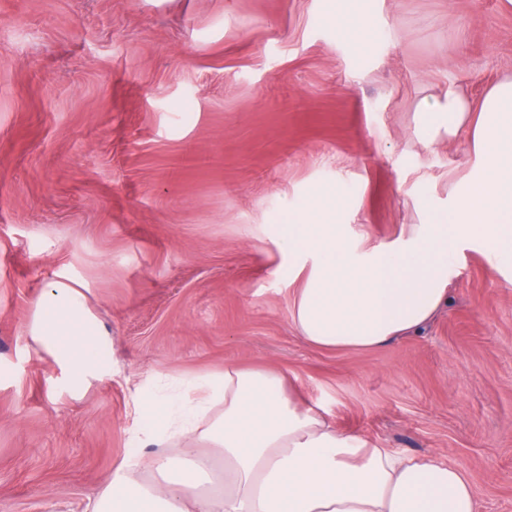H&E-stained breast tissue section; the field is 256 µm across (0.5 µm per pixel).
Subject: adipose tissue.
Wrapping results in <instances>:
<instances>
[{
	"label": "adipose tissue",
	"instance_id": "adipose-tissue-1",
	"mask_svg": "<svg viewBox=\"0 0 512 512\" xmlns=\"http://www.w3.org/2000/svg\"><path fill=\"white\" fill-rule=\"evenodd\" d=\"M475 116V164L425 222L388 243L352 233L344 199L315 188L289 213L279 237L301 336L319 349L374 350L417 333L449 301L448 268L465 242L485 254L512 288V77L478 104L441 89L415 114L426 143L456 137ZM29 334L66 373L70 393L111 376L105 333L79 287L54 281L34 304ZM224 401L220 414L213 399ZM144 429L178 453L153 460L156 483L129 478L135 456L115 468L93 512H478L467 473L435 454L382 448L336 427L322 410L286 392L271 369L225 365L154 398ZM207 442L199 451L197 440Z\"/></svg>",
	"mask_w": 512,
	"mask_h": 512
}]
</instances>
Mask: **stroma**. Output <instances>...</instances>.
Wrapping results in <instances>:
<instances>
[{"label":"stroma","instance_id":"stroma-1","mask_svg":"<svg viewBox=\"0 0 512 512\" xmlns=\"http://www.w3.org/2000/svg\"><path fill=\"white\" fill-rule=\"evenodd\" d=\"M512 76L500 0H0V512H92L151 394L272 368L336 426L444 456L512 512V288L480 244L450 301L373 351L306 344L276 235L314 184L389 242L469 174L418 107ZM82 286L112 375L71 396L27 333Z\"/></svg>","mask_w":512,"mask_h":512}]
</instances>
